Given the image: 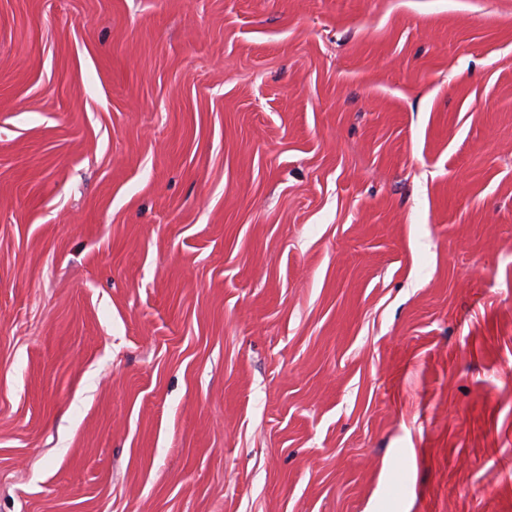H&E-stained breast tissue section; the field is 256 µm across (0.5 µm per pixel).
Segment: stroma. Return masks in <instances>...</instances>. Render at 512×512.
Masks as SVG:
<instances>
[{
    "label": "stroma",
    "instance_id": "stroma-1",
    "mask_svg": "<svg viewBox=\"0 0 512 512\" xmlns=\"http://www.w3.org/2000/svg\"><path fill=\"white\" fill-rule=\"evenodd\" d=\"M0 512H512V0H0Z\"/></svg>",
    "mask_w": 512,
    "mask_h": 512
}]
</instances>
